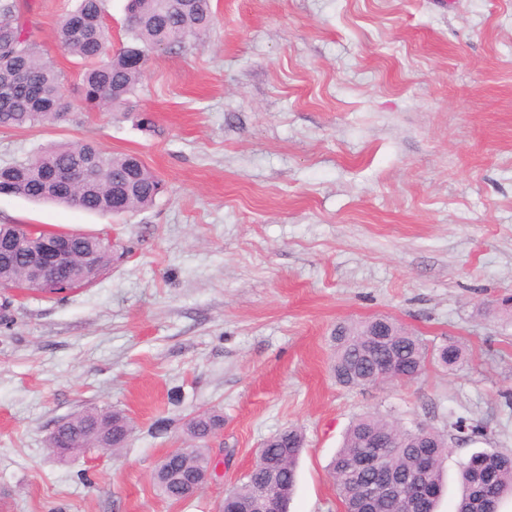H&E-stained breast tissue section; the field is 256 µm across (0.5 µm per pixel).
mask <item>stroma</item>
Listing matches in <instances>:
<instances>
[{
  "label": "stroma",
  "mask_w": 512,
  "mask_h": 512,
  "mask_svg": "<svg viewBox=\"0 0 512 512\" xmlns=\"http://www.w3.org/2000/svg\"><path fill=\"white\" fill-rule=\"evenodd\" d=\"M54 37L76 0H28ZM215 22L149 56L135 114L0 129V164L92 140L164 183L121 216L0 196V224L109 235L111 264L56 297L0 288V512H220L261 444L305 446L289 512H343L330 462L359 415L447 433L459 470L512 451V0H212ZM149 114L151 126L138 124ZM387 315L461 364L344 388L336 326ZM119 411L123 448L62 458L56 422ZM214 410L210 482L175 502L151 474ZM480 423L468 439L456 419Z\"/></svg>",
  "instance_id": "stroma-1"
}]
</instances>
